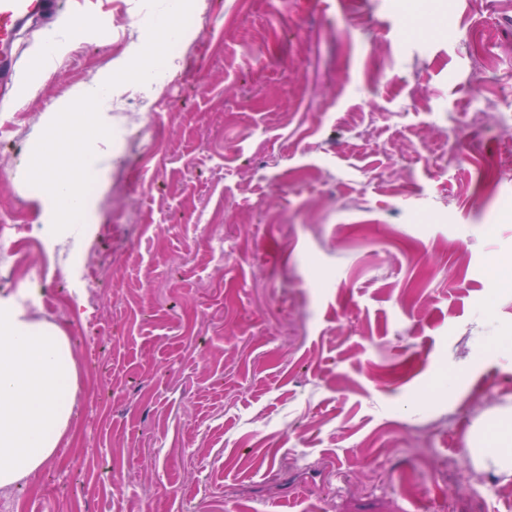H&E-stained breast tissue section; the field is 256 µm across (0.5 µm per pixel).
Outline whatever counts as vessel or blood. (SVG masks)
<instances>
[{"instance_id": "1", "label": "vessel or blood", "mask_w": 512, "mask_h": 512, "mask_svg": "<svg viewBox=\"0 0 512 512\" xmlns=\"http://www.w3.org/2000/svg\"><path fill=\"white\" fill-rule=\"evenodd\" d=\"M66 8L67 0H0V88L14 87L23 65L17 46L21 31Z\"/></svg>"}]
</instances>
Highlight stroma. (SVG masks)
Instances as JSON below:
<instances>
[{"mask_svg":"<svg viewBox=\"0 0 512 512\" xmlns=\"http://www.w3.org/2000/svg\"><path fill=\"white\" fill-rule=\"evenodd\" d=\"M36 93L0 94V204L43 211L25 161L49 110L144 42L142 0H74ZM154 100L131 93L81 264L36 275L68 336L73 417L13 512H512L461 481L482 412L512 399V0H193ZM490 54L474 73L470 44ZM500 104L490 132L468 113ZM163 141L133 144L144 123ZM462 127L447 148L449 123ZM223 234L230 255L216 251Z\"/></svg>","mask_w":512,"mask_h":512,"instance_id":"1","label":"stroma"}]
</instances>
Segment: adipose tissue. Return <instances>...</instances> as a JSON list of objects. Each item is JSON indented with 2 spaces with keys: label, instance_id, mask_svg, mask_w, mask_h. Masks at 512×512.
I'll return each mask as SVG.
<instances>
[{
  "label": "adipose tissue",
  "instance_id": "obj_1",
  "mask_svg": "<svg viewBox=\"0 0 512 512\" xmlns=\"http://www.w3.org/2000/svg\"><path fill=\"white\" fill-rule=\"evenodd\" d=\"M77 373L57 325L0 299V489L29 479L55 457L73 415ZM463 478H512V407L477 420Z\"/></svg>",
  "mask_w": 512,
  "mask_h": 512
}]
</instances>
